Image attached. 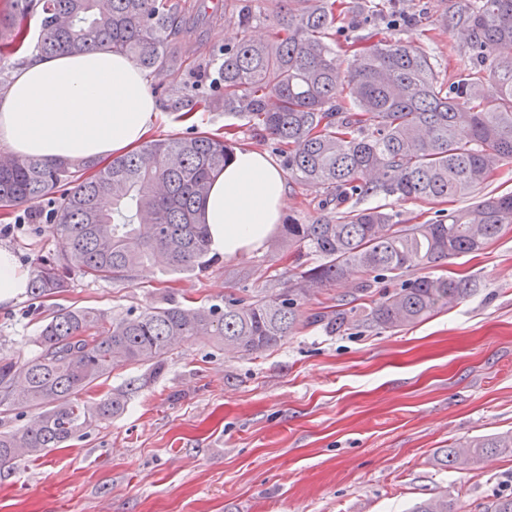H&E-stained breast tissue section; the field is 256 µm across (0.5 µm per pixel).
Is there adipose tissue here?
<instances>
[{
  "mask_svg": "<svg viewBox=\"0 0 512 512\" xmlns=\"http://www.w3.org/2000/svg\"><path fill=\"white\" fill-rule=\"evenodd\" d=\"M158 112L150 82L130 59L105 49L29 61L0 96V145L21 157L109 163L136 150ZM288 186L267 154L236 151L201 209L214 251L236 257L261 246L282 220Z\"/></svg>",
  "mask_w": 512,
  "mask_h": 512,
  "instance_id": "1",
  "label": "adipose tissue"
}]
</instances>
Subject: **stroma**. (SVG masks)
<instances>
[{
  "instance_id": "1",
  "label": "stroma",
  "mask_w": 512,
  "mask_h": 512,
  "mask_svg": "<svg viewBox=\"0 0 512 512\" xmlns=\"http://www.w3.org/2000/svg\"><path fill=\"white\" fill-rule=\"evenodd\" d=\"M191 21L173 37L176 69L164 88L150 138L236 129L238 146L276 155L271 138L245 119L199 112L176 120L171 104L189 88L213 84L225 48L241 31L238 0H187ZM369 0H343L337 43L371 36L432 49L441 79L470 67L466 48L442 26L451 0H394L358 23ZM23 208L0 215V235L25 270L53 258L59 241L48 220L20 225ZM315 189L290 184L286 218L310 224L333 216ZM287 247L261 246L220 256L200 274L146 265L126 280L71 273L44 300L0 306V357L34 352L44 314L88 307L111 318L162 306L223 304L232 295L283 288L296 266ZM435 276H470L478 292L420 323L394 330L335 334L309 323L345 286L306 301L291 336L262 355L226 354L210 341L173 350L160 372L124 365L93 390L125 391L123 409L93 423L68 447L0 469V512H409L419 500L448 496L458 512H476L512 493V454H490L478 470L440 464L454 443L512 431V225L482 251L444 261Z\"/></svg>"
}]
</instances>
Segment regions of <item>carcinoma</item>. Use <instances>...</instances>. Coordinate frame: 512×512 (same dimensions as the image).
<instances>
[{
  "instance_id": "1",
  "label": "carcinoma",
  "mask_w": 512,
  "mask_h": 512,
  "mask_svg": "<svg viewBox=\"0 0 512 512\" xmlns=\"http://www.w3.org/2000/svg\"><path fill=\"white\" fill-rule=\"evenodd\" d=\"M6 0L0 11V55L18 52L24 31L18 8L41 9L35 48L42 54L98 47L122 54L164 85L172 60L167 46L186 18L176 0ZM243 38L224 48L219 96L185 94L177 111L221 108L272 136L290 176L336 202V215L313 224L282 225L280 240L293 254L315 256L313 266L288 276L286 288L228 297L224 306L171 304L112 321L92 308L49 317L32 339L36 354L18 362L0 357V414L37 411L22 428L0 433V468L36 459L81 436L124 406V395L97 400L91 390L118 366L157 372L189 339H208L228 354H262L286 340L311 297L357 278L352 297L314 314L338 333L352 326H409L470 297L468 278L408 277L414 270L479 251L512 224V193L477 195L512 160V0H454L443 20L468 49L473 66L448 84L437 60L410 40L352 43L354 63L336 66L329 29L335 0H288L262 13L257 0H239ZM271 35L254 40L259 19ZM235 143L200 134L144 142L112 158L90 177V162L37 157L0 161V211L37 207L56 197L51 226L56 259L34 263L30 293L56 294L74 271L95 279L128 276L151 262L171 272L201 273L216 263L200 205ZM371 197L443 203L468 199L448 218L401 224ZM385 280L393 290L373 293ZM370 299L369 304L362 303ZM512 452V432L452 444L437 460L459 469L487 453ZM411 512H457L448 496L425 499ZM479 512H512V494L495 495Z\"/></svg>"
}]
</instances>
